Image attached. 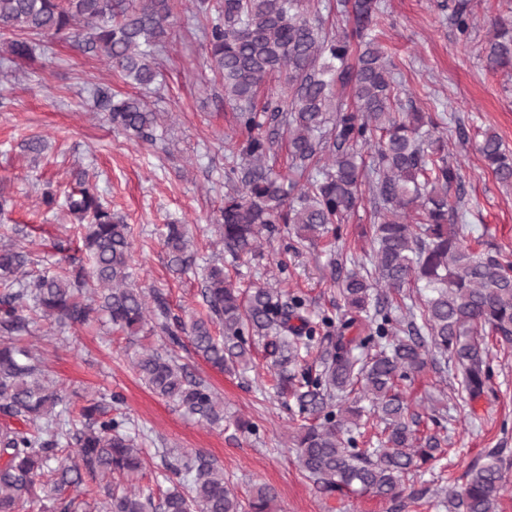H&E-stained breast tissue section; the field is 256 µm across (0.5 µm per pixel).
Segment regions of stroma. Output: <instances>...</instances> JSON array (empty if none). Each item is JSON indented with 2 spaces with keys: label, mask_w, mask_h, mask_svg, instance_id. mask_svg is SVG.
Wrapping results in <instances>:
<instances>
[{
  "label": "stroma",
  "mask_w": 512,
  "mask_h": 512,
  "mask_svg": "<svg viewBox=\"0 0 512 512\" xmlns=\"http://www.w3.org/2000/svg\"><path fill=\"white\" fill-rule=\"evenodd\" d=\"M456 0H380L375 33L394 61L399 98L406 109L427 113L448 138V161L458 178L449 196L458 211L460 233L472 246L498 253L512 262V186L501 184L476 150L484 133L501 137L512 150V68L490 70L485 48L494 20L512 24V0H468L471 26L460 32ZM189 0H171L174 33L157 59L158 76L150 88L126 82L102 56L84 52L72 40L49 43L44 64L9 62L0 50V70L16 73L0 80V210L9 224L24 226L36 269L55 263L57 242L82 258L80 229L65 207L47 209L40 202L45 185L58 195L77 187L76 172L87 174L114 213L132 229L133 272L144 291L161 290L174 314L206 315L197 274H174L163 247L166 225H188L198 259L220 262L224 247L214 224L224 204V155L240 151L247 140L224 101V83L216 75ZM144 97L159 114L162 138L142 141L113 128L104 113L90 109L94 85ZM39 136L40 155L24 151L25 140ZM370 199H363L335 234L316 244L296 231L277 227L256 256L230 267L240 288L269 283L302 293L311 315L337 314L339 292L325 267L369 263L372 226ZM51 376L72 408L115 393L131 428L145 434L147 462L131 480L134 487L161 495L168 487L162 451L174 449L213 457L240 500L259 484L278 493L274 512H449L440 489L457 486L467 472L503 449L512 460V348L490 346L491 378L483 398L469 403L454 375L424 369L405 382L412 410L421 416L420 434H438L434 461L413 477L426 494L406 506L383 498L349 494L324 498L299 468L289 447L301 419L273 387L261 342L252 346L246 373L212 367L191 346L177 354L196 377L224 402V423L211 427L186 415L154 394L131 362L136 345L161 349L167 335L154 331L130 343L127 335L94 321L64 329L40 322L31 338ZM445 416L436 426L433 412ZM245 418L258 427L242 433L233 421Z\"/></svg>",
  "instance_id": "stroma-1"
}]
</instances>
